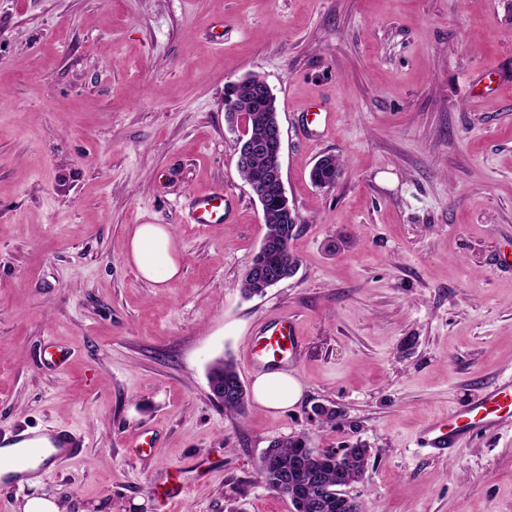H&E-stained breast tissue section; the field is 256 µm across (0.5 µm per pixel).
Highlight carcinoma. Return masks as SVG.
Returning <instances> with one entry per match:
<instances>
[{
    "instance_id": "1",
    "label": "carcinoma",
    "mask_w": 512,
    "mask_h": 512,
    "mask_svg": "<svg viewBox=\"0 0 512 512\" xmlns=\"http://www.w3.org/2000/svg\"><path fill=\"white\" fill-rule=\"evenodd\" d=\"M233 107L250 117V135L258 140L272 117L273 100L253 97L246 92L233 99ZM263 159L254 155L239 171L245 181H252L262 170ZM266 232L251 266H260L276 279L292 276L298 260L290 250L296 224L270 192L262 205ZM211 375L224 378V399L220 404L229 414L246 412V392L239 373L230 360L217 364ZM370 455L367 448L355 445L336 455H320L304 436H289L269 445L258 467L259 478L273 491L292 502L295 512H365L364 503L348 510L345 500L336 497L339 482H357L364 478ZM320 479L314 480V474Z\"/></svg>"
}]
</instances>
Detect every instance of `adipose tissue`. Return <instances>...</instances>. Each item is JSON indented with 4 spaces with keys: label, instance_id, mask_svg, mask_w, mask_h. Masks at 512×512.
<instances>
[{
    "label": "adipose tissue",
    "instance_id": "adipose-tissue-1",
    "mask_svg": "<svg viewBox=\"0 0 512 512\" xmlns=\"http://www.w3.org/2000/svg\"><path fill=\"white\" fill-rule=\"evenodd\" d=\"M124 254L139 276L156 288L176 278L181 270L174 235L166 224L137 225L124 244ZM253 393L260 406L280 411L298 403L302 386L289 373L266 371L256 375Z\"/></svg>",
    "mask_w": 512,
    "mask_h": 512
}]
</instances>
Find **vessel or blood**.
Returning <instances> with one entry per match:
<instances>
[{
	"instance_id": "vessel-or-blood-1",
	"label": "vessel or blood",
	"mask_w": 512,
	"mask_h": 512,
	"mask_svg": "<svg viewBox=\"0 0 512 512\" xmlns=\"http://www.w3.org/2000/svg\"><path fill=\"white\" fill-rule=\"evenodd\" d=\"M229 216V207L223 194L210 193L195 196L192 201L191 223L221 224ZM299 338L291 321L280 320L264 326L257 335V349L252 355L254 365L274 368L288 364L294 357ZM512 419V373L502 376L491 389L485 390L467 405L453 409L447 418L430 425L426 430L428 442L438 448L452 447L462 436L476 428H491ZM49 446L24 445L23 434H15L17 451L0 457V472L14 475L33 460L51 466L80 452V443L64 429L49 433Z\"/></svg>"
}]
</instances>
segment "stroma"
Returning a JSON list of instances; mask_svg holds the SVG:
<instances>
[{
  "label": "stroma",
  "instance_id": "stroma-1",
  "mask_svg": "<svg viewBox=\"0 0 512 512\" xmlns=\"http://www.w3.org/2000/svg\"><path fill=\"white\" fill-rule=\"evenodd\" d=\"M250 73L277 97L298 259L252 297L265 224L224 118ZM324 155L345 165L331 189L309 179ZM211 189L232 221L188 223ZM139 224L172 228L166 287L125 260ZM283 318L300 401L225 414L209 366L252 387ZM510 369L512 0H0V434L83 444L39 485L0 483V512H291L257 470L293 435L369 448L349 488L367 512H512L511 425L424 444ZM298 342L299 337L291 321L270 323L257 335L256 346L259 349L252 354V361L263 368L287 365L294 357Z\"/></svg>",
  "mask_w": 512,
  "mask_h": 512
}]
</instances>
